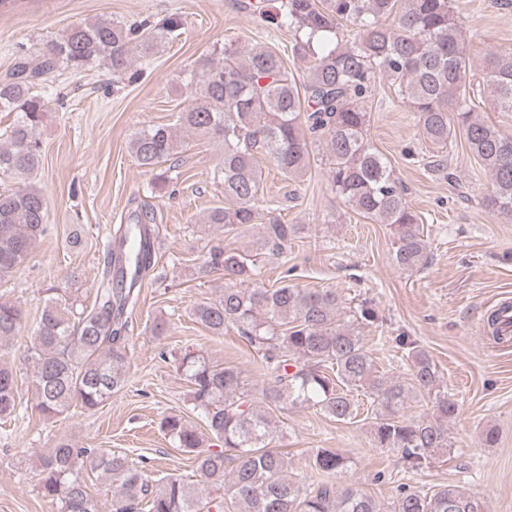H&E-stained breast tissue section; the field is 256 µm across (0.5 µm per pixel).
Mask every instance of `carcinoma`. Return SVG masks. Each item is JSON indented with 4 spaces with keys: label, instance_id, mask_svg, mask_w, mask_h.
Returning <instances> with one entry per match:
<instances>
[{
    "label": "carcinoma",
    "instance_id": "1",
    "mask_svg": "<svg viewBox=\"0 0 512 512\" xmlns=\"http://www.w3.org/2000/svg\"><path fill=\"white\" fill-rule=\"evenodd\" d=\"M244 9L259 24L295 32L294 52L314 57L307 80L299 86L289 78L270 46L245 51L226 43L221 58L203 61L191 74L197 100L178 113L175 124L143 127L129 141L138 165L152 169L178 152L179 130L223 143L217 178L224 205L212 208L203 224L228 234L261 224V247L277 256L288 252L301 228L275 216L276 201L261 202L259 156L297 178L311 169L317 147L328 159L336 196L358 215L391 226L399 268H422L428 241L421 218L388 159L367 137L370 115L364 103L380 75L398 86L427 140L446 145L462 133L490 177L484 206L512 219V136L479 119L463 92L473 48L461 40L451 0H281L274 13L257 0ZM347 27L352 36L345 42L340 34ZM180 29L176 15L151 30L107 18L83 21L65 29L48 53L18 62L0 80V112L16 113L0 133V177L16 181V187L0 190V279L26 260L46 232L47 200L35 181L43 165L38 130L52 112L45 76L61 66L81 72L100 62L121 77L135 60L150 57L159 42L176 39ZM485 63V89L498 111L512 114V51L491 52ZM156 231L148 204L113 228L92 305L48 289L28 348L43 418H58L77 406L96 410L126 387L129 309L154 267L155 252L146 243ZM215 271L230 285L217 299L194 306L192 319L215 336L235 330L258 352L270 378L255 391L237 367L184 353L177 368L190 384L193 411L222 447H201L196 426L182 414L166 416L161 426L175 448L193 457L198 483L170 475L154 487L127 456L62 440L41 457L40 493L57 512H103L88 484L94 473L111 482L112 512H488L482 500L454 485L430 496L400 486L385 503L353 487L288 475V453L275 442L276 413L290 404L349 423L358 416L350 388L363 389L376 447L400 453L414 469L429 453L451 447L447 425L457 418L458 404L436 393L435 364L404 336L397 343L410 362V378H391L380 370L354 327L359 320L377 319L372 308L363 305L349 315L333 292L286 283L267 288L250 254L222 245L212 246L198 266L200 275ZM23 322L18 305L0 302L1 351ZM432 393V417L408 416L411 403ZM20 408L13 369L0 364V417ZM347 462L334 448H318L308 468L330 475Z\"/></svg>",
    "mask_w": 512,
    "mask_h": 512
}]
</instances>
